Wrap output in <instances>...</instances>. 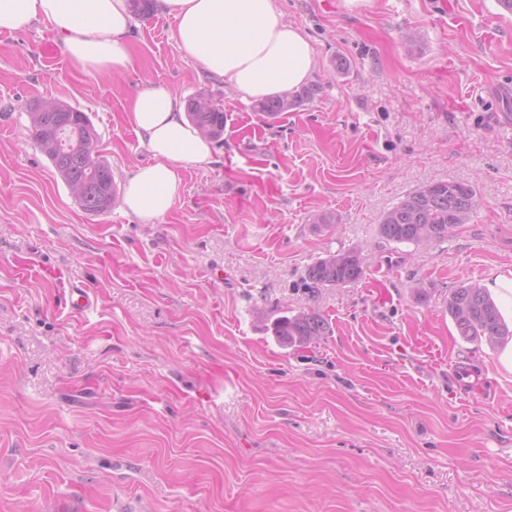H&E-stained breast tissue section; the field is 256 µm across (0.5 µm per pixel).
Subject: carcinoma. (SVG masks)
Masks as SVG:
<instances>
[{"mask_svg":"<svg viewBox=\"0 0 512 512\" xmlns=\"http://www.w3.org/2000/svg\"><path fill=\"white\" fill-rule=\"evenodd\" d=\"M316 88L276 96L257 104V111L271 119L294 109L315 95ZM31 137L68 188L82 187L77 203L90 214H103L117 192L112 170L98 149V133L86 113L66 102L52 112L27 108ZM187 119L206 137L219 141L224 136V110L200 93L187 104ZM481 206L475 188L454 181L424 184L383 213L379 233L389 242L420 246L448 238V229L471 220ZM363 276L360 255L355 249L331 253L308 267L306 280L317 287H344ZM443 306L459 335L468 342L485 340L499 345L512 340V328L505 322L490 293L477 285L463 283L448 292ZM326 326L319 315L301 312L281 316L272 323V335L289 348L310 346Z\"/></svg>","mask_w":512,"mask_h":512,"instance_id":"cac0c4a2","label":"carcinoma"}]
</instances>
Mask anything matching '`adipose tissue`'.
<instances>
[{
    "mask_svg": "<svg viewBox=\"0 0 512 512\" xmlns=\"http://www.w3.org/2000/svg\"><path fill=\"white\" fill-rule=\"evenodd\" d=\"M177 22L181 50L223 79L250 103L292 92L316 69L304 30L285 20L277 0H160ZM48 22L71 63L86 72L129 70L126 35L132 23L127 0H0V32ZM169 90L148 85L132 99L127 120L151 154L129 178L122 208L150 224L163 217L182 190L180 170L209 161L213 142L187 121Z\"/></svg>",
    "mask_w": 512,
    "mask_h": 512,
    "instance_id": "1",
    "label": "adipose tissue"
}]
</instances>
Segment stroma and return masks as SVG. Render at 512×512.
Instances as JSON below:
<instances>
[{
    "instance_id": "stroma-1",
    "label": "stroma",
    "mask_w": 512,
    "mask_h": 512,
    "mask_svg": "<svg viewBox=\"0 0 512 512\" xmlns=\"http://www.w3.org/2000/svg\"><path fill=\"white\" fill-rule=\"evenodd\" d=\"M278 2L311 40L319 92L275 120L187 56L159 10L134 19L122 75L43 62L44 22L0 33V512H512V372L442 307L512 274V14ZM147 83L211 96L224 137L156 223L87 214L27 107L86 112L121 187L150 159L126 119ZM434 180L477 190L470 223L424 248L381 239L382 212ZM320 213L337 224L315 227ZM346 249L360 281L306 284ZM22 264L90 285L93 309ZM303 311L325 336L283 347L269 323ZM462 369L486 398L460 395Z\"/></svg>"
}]
</instances>
